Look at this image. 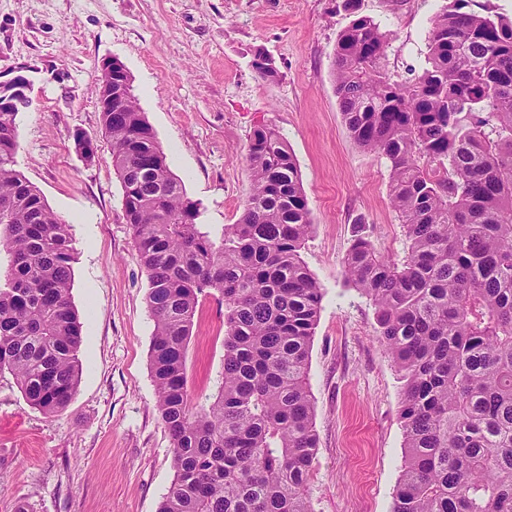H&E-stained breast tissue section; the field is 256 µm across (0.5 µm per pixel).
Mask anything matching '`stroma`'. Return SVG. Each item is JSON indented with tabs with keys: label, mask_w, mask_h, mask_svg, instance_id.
<instances>
[{
	"label": "stroma",
	"mask_w": 512,
	"mask_h": 512,
	"mask_svg": "<svg viewBox=\"0 0 512 512\" xmlns=\"http://www.w3.org/2000/svg\"><path fill=\"white\" fill-rule=\"evenodd\" d=\"M444 0H0V80L25 74L17 167L71 225V301L82 323V371L68 407L47 415L0 375V512H157L174 476L150 373L148 280L125 220L112 147L94 91L118 57L188 197L213 230L236 223L250 188L254 129L286 137L313 232L302 257L325 296L309 358L318 438L313 512H390L404 435L400 375L369 301L345 282L353 226L365 220L393 259L405 231L389 198L391 168L351 138L334 93L333 57L353 14L390 33L385 68L413 83ZM265 51L278 71L252 67ZM95 139L85 161L77 135ZM224 367V313L197 308L186 355L193 404Z\"/></svg>",
	"instance_id": "stroma-1"
}]
</instances>
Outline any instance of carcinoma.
<instances>
[{"label": "carcinoma", "mask_w": 512, "mask_h": 512, "mask_svg": "<svg viewBox=\"0 0 512 512\" xmlns=\"http://www.w3.org/2000/svg\"><path fill=\"white\" fill-rule=\"evenodd\" d=\"M471 2L436 14L411 85L385 70L389 34L366 16L334 51L345 125L391 163L408 240L397 262L356 224L344 258L403 382L391 512H512V20ZM252 67L278 76L261 52ZM120 101L102 122L148 279L151 377L175 469L157 512H311L308 366L324 292L301 256L313 224L297 161L275 128L257 127L243 211L214 233L132 83ZM18 148L17 113L0 112V374L54 414L81 375L76 256L70 224L16 168ZM206 296L224 307V367L214 400L195 407L186 351Z\"/></svg>", "instance_id": "cac0c4a2"}]
</instances>
